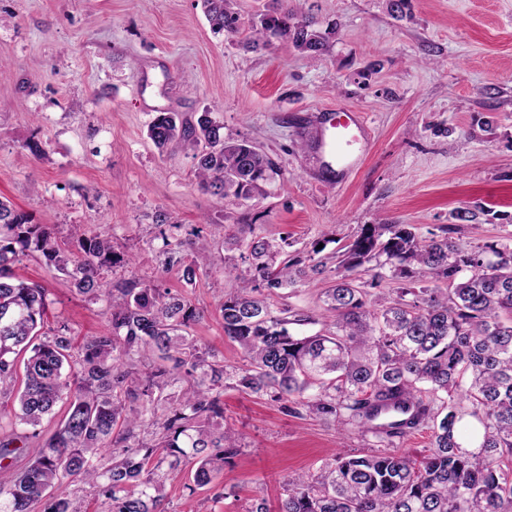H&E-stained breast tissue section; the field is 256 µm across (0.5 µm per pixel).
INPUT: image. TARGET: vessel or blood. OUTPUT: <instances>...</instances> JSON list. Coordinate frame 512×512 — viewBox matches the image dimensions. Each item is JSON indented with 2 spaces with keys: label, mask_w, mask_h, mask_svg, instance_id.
<instances>
[{
  "label": "vessel or blood",
  "mask_w": 512,
  "mask_h": 512,
  "mask_svg": "<svg viewBox=\"0 0 512 512\" xmlns=\"http://www.w3.org/2000/svg\"><path fill=\"white\" fill-rule=\"evenodd\" d=\"M313 150L327 175H340L358 166L369 149L368 125L363 113L342 107L320 109L315 116Z\"/></svg>",
  "instance_id": "1"
}]
</instances>
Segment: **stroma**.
Returning a JSON list of instances; mask_svg holds the SVG:
<instances>
[{"label": "stroma", "instance_id": "stroma-1", "mask_svg": "<svg viewBox=\"0 0 512 512\" xmlns=\"http://www.w3.org/2000/svg\"><path fill=\"white\" fill-rule=\"evenodd\" d=\"M332 25L311 57L285 37L252 51L214 32L201 0H0V197L69 240L73 225L108 235L129 264L106 271L113 285L138 277L181 293L200 312L199 345L225 365L242 351L224 335L219 305L238 286L248 236L322 245L321 274L272 295L274 309L314 317L337 278L333 258L365 224H408L440 234L462 208L484 214L457 242L512 246V0H302ZM364 113L371 148L356 170L326 182L303 139L319 109ZM213 112L224 135L253 142L279 174L248 202L201 191L192 151L159 150L147 136L156 112ZM39 142L40 156L29 142ZM197 227L207 274L185 284L162 271L153 217ZM16 274L48 293L46 328L68 323L74 345L108 332L104 302L77 295L67 278L30 258ZM224 417L240 452L213 482L189 492V474L166 486L168 512H247L256 493L276 507L290 480L333 450H381L352 425L328 426L281 411L235 388Z\"/></svg>", "mask_w": 512, "mask_h": 512}]
</instances>
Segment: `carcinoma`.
I'll return each mask as SVG.
<instances>
[{
	"instance_id": "carcinoma-1",
	"label": "carcinoma",
	"mask_w": 512,
	"mask_h": 512,
	"mask_svg": "<svg viewBox=\"0 0 512 512\" xmlns=\"http://www.w3.org/2000/svg\"><path fill=\"white\" fill-rule=\"evenodd\" d=\"M273 2L252 26L251 47L279 35L302 53L325 50L327 32ZM202 3L214 30L231 40L240 34L227 0ZM147 134L159 148H191L201 190L221 199L262 197L278 174L256 145L225 138L211 112H158ZM153 223L163 270L194 283L207 258L188 259L191 238L174 235L181 225L167 213ZM441 232L423 240L407 224L362 225L344 248L336 283L323 291L326 329L311 335L296 327L316 319L287 309L276 315L270 296L320 272V250L290 252L286 238H251L249 277L220 308L224 335L245 357L230 369L190 336L197 311L183 295L138 278L105 287L101 270L125 262L109 237L76 225L72 249L0 199V422L23 426L0 440V512H78L68 478L104 498L106 512H166L167 481L189 466L193 493L239 451L237 433L224 426L229 380L288 413L355 425L388 445L332 453L288 483L276 512H512V247L467 248L452 237L453 225ZM29 256L64 273L86 300L106 302L110 330L77 349L68 324L42 331L47 291L13 271ZM388 264L407 286L394 298L370 297L359 271L376 282ZM145 348L158 353L156 364L125 365ZM64 396L58 427L41 437L43 417ZM467 417L479 426L475 452L460 432ZM421 429L431 436L421 460L394 449ZM40 437L28 465L13 469L8 460ZM103 448L112 449V467L100 472Z\"/></svg>"
}]
</instances>
